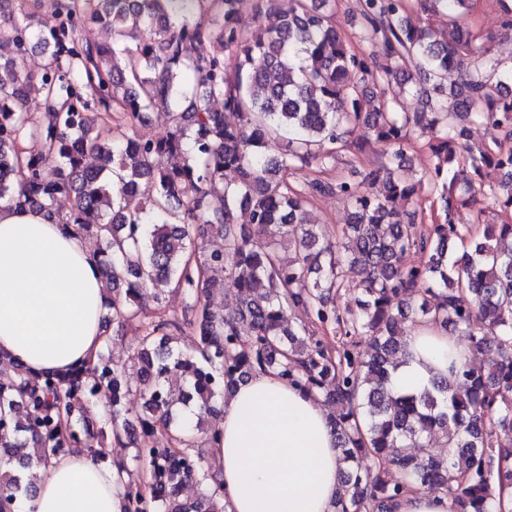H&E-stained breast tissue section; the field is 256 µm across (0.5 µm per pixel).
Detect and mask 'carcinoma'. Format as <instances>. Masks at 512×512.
<instances>
[{
	"label": "carcinoma",
	"instance_id": "carcinoma-1",
	"mask_svg": "<svg viewBox=\"0 0 512 512\" xmlns=\"http://www.w3.org/2000/svg\"><path fill=\"white\" fill-rule=\"evenodd\" d=\"M277 2L51 0L38 20L45 0H0V44L14 47L0 61V200L92 238L113 325L141 331L126 362L102 353L92 365L31 374L0 360V512L33 497V466L75 448L92 454L104 431L129 441L135 421L133 460L148 464L149 480L113 460L127 475L125 512H225L206 455L222 436L216 402L256 372L331 405L349 464L337 512H392L417 490L448 496L457 512H492L512 486V149L471 145L463 126L512 136V64L464 22L473 0H419L421 13L446 19L442 30L412 23L404 0H363L360 39L373 50L359 52L336 28L335 0H289L273 29L241 25ZM97 29L112 42L95 41ZM206 41L216 50L197 52ZM37 46L48 60L40 75L22 68ZM226 51L236 57L230 71ZM452 63L461 78L450 89ZM369 84L410 86L421 111H398V100L368 95ZM33 96L45 105L38 117L27 111ZM153 112L163 132L138 138L133 125ZM359 126L368 137L357 144L349 135ZM413 127L429 136L433 166L409 182L400 171ZM32 137L37 154L22 146ZM373 144L389 148L386 160L355 180L290 182ZM228 171L236 179L213 194ZM425 185L441 218L404 221ZM317 195L350 202L340 236L306 221ZM59 196L73 198L65 214ZM480 198L501 222L458 223ZM239 209L250 225L236 222ZM212 234L223 248L196 257L192 244ZM413 253L424 262L408 263ZM347 271L357 274L354 309L336 304ZM226 279L238 304L219 315L201 297ZM172 288L187 299L180 311L142 314L143 293L159 301ZM293 310L301 318L285 323ZM424 322L469 337L483 363L455 371L454 386L393 393V373L410 358L406 337ZM186 325L199 335L193 353L173 345ZM130 363L143 416L125 406ZM174 376L186 380L177 393ZM191 401L197 420L185 428L176 405ZM435 437L446 454L419 455ZM186 481L197 486L191 502L178 492Z\"/></svg>",
	"mask_w": 512,
	"mask_h": 512
}]
</instances>
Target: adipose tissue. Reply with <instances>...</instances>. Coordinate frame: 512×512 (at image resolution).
Instances as JSON below:
<instances>
[{
	"label": "adipose tissue",
	"instance_id": "obj_1",
	"mask_svg": "<svg viewBox=\"0 0 512 512\" xmlns=\"http://www.w3.org/2000/svg\"><path fill=\"white\" fill-rule=\"evenodd\" d=\"M107 296L91 241L45 212L0 203V359L33 372L95 362L107 336ZM397 390L419 392L470 360L457 336L413 330ZM224 438L209 449L227 512H335L345 465L319 397L258 372L224 402ZM34 498L12 512H124L111 459L76 452L37 469Z\"/></svg>",
	"mask_w": 512,
	"mask_h": 512
}]
</instances>
